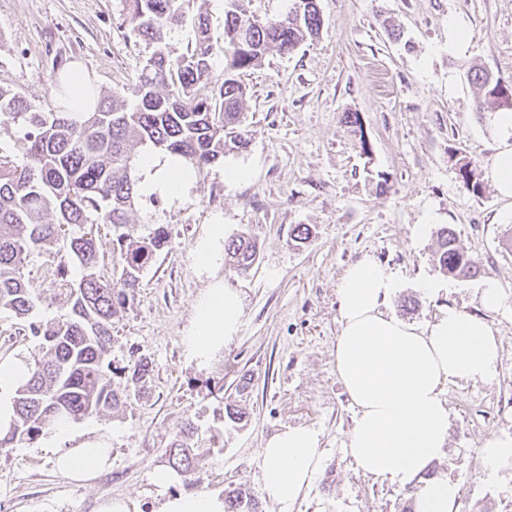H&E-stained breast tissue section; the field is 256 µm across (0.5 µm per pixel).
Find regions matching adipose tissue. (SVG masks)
Wrapping results in <instances>:
<instances>
[{"mask_svg": "<svg viewBox=\"0 0 512 512\" xmlns=\"http://www.w3.org/2000/svg\"><path fill=\"white\" fill-rule=\"evenodd\" d=\"M138 178L140 194L173 197L186 196L196 180L191 165L171 153L145 157ZM401 288L396 273L367 256L346 268L337 289L336 372L355 408L345 451L365 475L417 485L415 512H457V483L424 482L420 476L448 446L444 384L493 382L500 343L485 319L454 305L423 328L403 320L386 309ZM241 315L240 291L213 278L184 332L188 358L207 364L238 334ZM27 376L24 361L0 362V431L12 424L14 392ZM71 438L74 447H61V440ZM320 444L318 432L306 426L283 428L266 441L260 453L262 489L280 512H292L320 471ZM45 445L56 449L59 472L77 481L92 478L110 462L106 437L76 440L68 421L54 425Z\"/></svg>", "mask_w": 512, "mask_h": 512, "instance_id": "ef3b65f1", "label": "adipose tissue"}]
</instances>
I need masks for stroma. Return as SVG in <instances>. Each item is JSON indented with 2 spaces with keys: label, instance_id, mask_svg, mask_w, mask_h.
Segmentation results:
<instances>
[{
  "label": "stroma",
  "instance_id": "1",
  "mask_svg": "<svg viewBox=\"0 0 512 512\" xmlns=\"http://www.w3.org/2000/svg\"><path fill=\"white\" fill-rule=\"evenodd\" d=\"M324 25L289 55L270 52L262 66L239 71L252 139L243 153L204 169L182 200H142L130 215L137 233L168 227L171 242L142 274L112 321L114 367L147 358L150 376L115 413L74 421L112 440V465L84 482L59 474L43 440L0 448V512H98L102 500L131 499L157 512L163 494L245 490L259 512H280L260 481V450L274 433L307 426L320 434L324 466L293 512H408L414 487L364 475L345 455L353 409L334 359L339 333L337 286L352 263L371 257L403 279L388 308L424 324L454 305L484 316L501 342L493 382L445 387L448 449L425 478L460 485L459 512H512V469L488 477L478 450L512 433V199L490 178L492 157L512 144V129L494 112L477 113L470 65L512 86V0H317ZM399 29L393 39L391 29ZM465 40H458V32ZM153 48L130 30L126 0H0V87L57 111V74L78 63L102 94L126 97ZM359 113L368 151L343 123ZM475 166L481 196L459 169ZM248 179L224 180L226 167ZM387 177L388 189L376 184ZM225 237L245 233L260 254L245 274L228 264H195L197 240L215 221ZM309 225L304 243L291 230ZM450 227L479 266L449 279L433 257L437 232ZM55 264L31 255L27 278L42 298L25 318L0 310V362L38 356L32 322L59 319L81 271L56 278ZM242 296L240 331L205 366L190 361L184 331L212 276ZM450 284L438 296L417 283ZM497 280L505 299L484 312L478 294ZM223 390L216 398L215 390ZM246 407L247 421L224 416L223 399ZM197 428L191 476L172 475L165 450L185 420Z\"/></svg>",
  "mask_w": 512,
  "mask_h": 512
}]
</instances>
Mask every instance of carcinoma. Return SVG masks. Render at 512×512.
I'll use <instances>...</instances> for the list:
<instances>
[{"mask_svg": "<svg viewBox=\"0 0 512 512\" xmlns=\"http://www.w3.org/2000/svg\"><path fill=\"white\" fill-rule=\"evenodd\" d=\"M187 0H127L134 35L155 47L134 87L131 103L96 95L91 85L80 88L57 79L65 96L95 101L91 112H45L25 96L0 89V124L22 121L21 149L26 163L0 164V309L26 317L38 306L41 291L25 277L30 255L57 261L56 274H69V262L81 269L78 287L70 294L68 312L53 322L30 324L41 356L31 363L29 378L15 394L14 424L0 434V448L32 443L63 417H82L124 407L146 382L149 362L136 358L115 373L108 357L112 319L127 292L138 288L141 274L168 247L170 232L157 224L146 235L135 232L129 213L141 196L136 161L145 146L185 159L201 171L224 163L230 152L244 151L251 130L244 124L245 90L232 71L260 66L267 54L289 55L318 37L323 19L317 0H292L288 12L259 21L246 16L231 0L225 12L224 41L210 35L203 12L188 15ZM193 27L195 43L180 52L168 47L172 31ZM227 60L224 77L212 59ZM468 76L479 87L477 112L512 108V89L488 72L470 67ZM343 121L368 152L363 125L355 112ZM469 191L482 192L480 175L467 162L459 169ZM112 227V253L118 278L105 281L97 273L102 243L94 226ZM257 243L238 235L224 243L225 260L239 272L251 269ZM436 262L451 276L477 272V263L456 243L451 229L437 232ZM194 427L187 421L165 455L181 474L195 469ZM225 512H258L256 504L232 490Z\"/></svg>", "mask_w": 512, "mask_h": 512, "instance_id": "carcinoma-1", "label": "carcinoma"}]
</instances>
